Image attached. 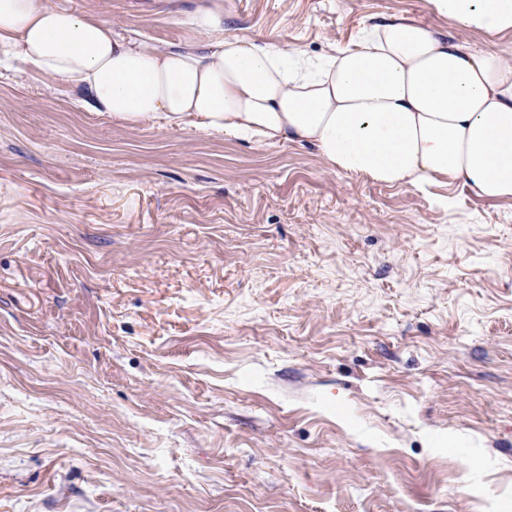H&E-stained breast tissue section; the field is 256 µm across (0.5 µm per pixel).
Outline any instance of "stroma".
I'll return each instance as SVG.
<instances>
[{
	"instance_id": "1",
	"label": "stroma",
	"mask_w": 512,
	"mask_h": 512,
	"mask_svg": "<svg viewBox=\"0 0 512 512\" xmlns=\"http://www.w3.org/2000/svg\"><path fill=\"white\" fill-rule=\"evenodd\" d=\"M320 56L428 0H49ZM0 512H512V200L0 73Z\"/></svg>"
}]
</instances>
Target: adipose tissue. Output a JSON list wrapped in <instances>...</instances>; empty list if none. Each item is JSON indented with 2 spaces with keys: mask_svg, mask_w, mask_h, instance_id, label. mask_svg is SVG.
<instances>
[{
  "mask_svg": "<svg viewBox=\"0 0 512 512\" xmlns=\"http://www.w3.org/2000/svg\"><path fill=\"white\" fill-rule=\"evenodd\" d=\"M454 30L376 18L318 58L196 19L199 46L161 48L48 0H0V67L25 64L95 112L192 125L254 145L316 148L332 169L410 188L459 182L512 199V62L462 32L512 35V0H428Z\"/></svg>",
  "mask_w": 512,
  "mask_h": 512,
  "instance_id": "obj_1",
  "label": "adipose tissue"
}]
</instances>
